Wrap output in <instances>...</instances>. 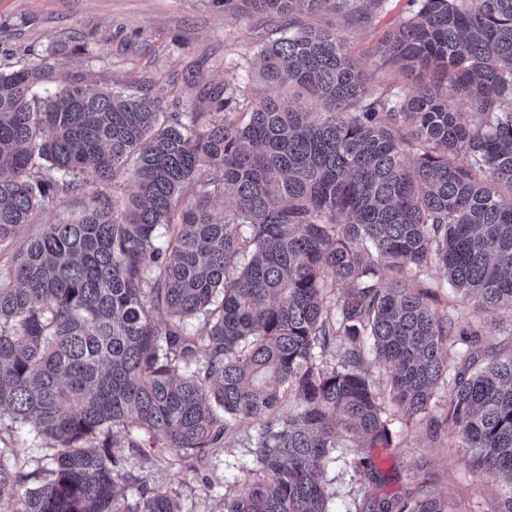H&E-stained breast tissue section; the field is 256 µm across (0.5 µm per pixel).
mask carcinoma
Instances as JSON below:
<instances>
[{"label": "carcinoma", "instance_id": "carcinoma-1", "mask_svg": "<svg viewBox=\"0 0 512 512\" xmlns=\"http://www.w3.org/2000/svg\"><path fill=\"white\" fill-rule=\"evenodd\" d=\"M234 2L269 20L363 21L385 5ZM415 2L379 46L420 75L406 93L374 90L342 34L293 23L259 50L247 104L226 83L205 92L211 111L162 120L157 98L92 90L55 64L0 71V410L53 450L20 512H183L123 471V448L142 432L196 455L241 419L261 422L255 468L224 512H327L333 450L350 435L394 444L368 340L394 409L426 415L449 383L471 466L512 480V355L404 275L435 261L478 313L512 308V0ZM128 172L136 191L116 202L106 188ZM79 195L93 202L79 217L15 246L45 203ZM338 337L347 360L330 369ZM22 482L0 450V501ZM363 512L450 510L427 490ZM366 350V363L364 369L367 372L370 380L373 382L375 388L388 392L387 378L389 369L388 367L375 359L374 353L371 351L368 344L365 345Z\"/></svg>", "mask_w": 512, "mask_h": 512}]
</instances>
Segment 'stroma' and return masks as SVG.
<instances>
[{"label": "stroma", "instance_id": "35a3bbf8", "mask_svg": "<svg viewBox=\"0 0 512 512\" xmlns=\"http://www.w3.org/2000/svg\"><path fill=\"white\" fill-rule=\"evenodd\" d=\"M412 9L411 0H386L383 12L365 22L334 11L299 14L294 22L342 32L352 55L372 74L375 89L409 90L416 77L382 63L375 47ZM284 29L281 22L258 24L244 12L225 19L224 0H0V71L59 62L68 72L88 75L92 86L160 97L162 111H175L183 97L204 112L203 90L229 82L249 94L259 86L256 53ZM417 280L438 311L462 320L470 316L472 302L449 286L437 264L423 268ZM447 395L446 386H439L426 416L391 413L393 447L345 440L324 470L327 512H362L368 498L404 496L423 481L450 496L454 512H497L512 485L469 471L471 452L443 419ZM258 429L252 420L238 423L223 447L201 461L166 448L128 449L124 467L153 491L178 498L184 512H222L225 492L243 482L254 465ZM0 446L16 459L27 486L52 466L45 441L5 411H0ZM363 457L374 461L379 483L356 472L354 463Z\"/></svg>", "mask_w": 512, "mask_h": 512}]
</instances>
